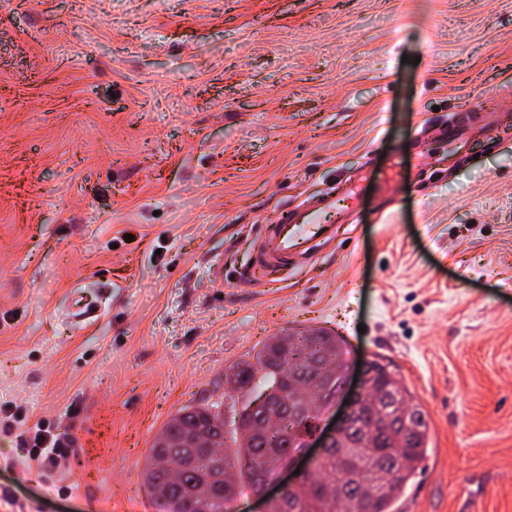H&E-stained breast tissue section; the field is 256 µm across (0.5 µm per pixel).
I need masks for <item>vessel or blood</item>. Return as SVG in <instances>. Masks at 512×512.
<instances>
[{
    "label": "vessel or blood",
    "instance_id": "vessel-or-blood-1",
    "mask_svg": "<svg viewBox=\"0 0 512 512\" xmlns=\"http://www.w3.org/2000/svg\"><path fill=\"white\" fill-rule=\"evenodd\" d=\"M335 208L334 199L326 197L307 206L299 217L285 210L260 225L251 273H270L287 263L309 260L321 242L332 238L333 229L325 224L324 216Z\"/></svg>",
    "mask_w": 512,
    "mask_h": 512
}]
</instances>
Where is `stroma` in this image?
I'll use <instances>...</instances> for the list:
<instances>
[{
  "mask_svg": "<svg viewBox=\"0 0 512 512\" xmlns=\"http://www.w3.org/2000/svg\"><path fill=\"white\" fill-rule=\"evenodd\" d=\"M313 328L429 415L397 512H512V0H0V404L76 441L50 481L0 436V512H154L168 418L232 438L226 369ZM335 209V200L326 197L307 206L297 220L286 208L269 224H260L249 274L280 271L288 261L300 264L309 260L322 241L332 238L333 228L324 223V216Z\"/></svg>",
  "mask_w": 512,
  "mask_h": 512,
  "instance_id": "1",
  "label": "stroma"
}]
</instances>
